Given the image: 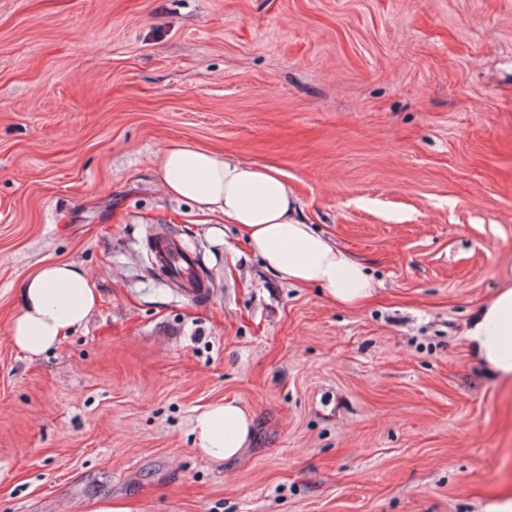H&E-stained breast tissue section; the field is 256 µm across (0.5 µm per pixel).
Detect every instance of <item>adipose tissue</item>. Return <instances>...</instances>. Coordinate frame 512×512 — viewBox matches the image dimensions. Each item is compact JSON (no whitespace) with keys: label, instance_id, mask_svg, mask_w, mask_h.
I'll return each instance as SVG.
<instances>
[{"label":"adipose tissue","instance_id":"obj_1","mask_svg":"<svg viewBox=\"0 0 512 512\" xmlns=\"http://www.w3.org/2000/svg\"><path fill=\"white\" fill-rule=\"evenodd\" d=\"M167 192L204 214H221L245 232L264 267L296 285L314 284L336 303L368 297L372 278L363 262L308 224L282 174L269 166L234 161L212 150L175 143L158 157ZM504 285L466 331L475 357L499 380L512 382V266ZM100 295L87 273L69 263H48L30 276L11 327L17 348L31 356L54 348L85 323ZM252 419L235 401L206 407L194 420L198 450L216 461L240 456L251 441Z\"/></svg>","mask_w":512,"mask_h":512}]
</instances>
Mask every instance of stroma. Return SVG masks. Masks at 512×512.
<instances>
[{
  "mask_svg": "<svg viewBox=\"0 0 512 512\" xmlns=\"http://www.w3.org/2000/svg\"><path fill=\"white\" fill-rule=\"evenodd\" d=\"M174 141L281 171L372 296L290 286L167 195ZM50 261L101 301L31 356L10 326ZM506 262L512 0H0V512H479L512 385L465 330ZM225 399L253 438L217 462L193 419ZM151 257L160 270L170 271L184 293L199 299L208 297V284L195 275L196 256L189 252L177 238L164 237L157 240L153 245Z\"/></svg>",
  "mask_w": 512,
  "mask_h": 512,
  "instance_id": "35a3bbf8",
  "label": "stroma"
}]
</instances>
